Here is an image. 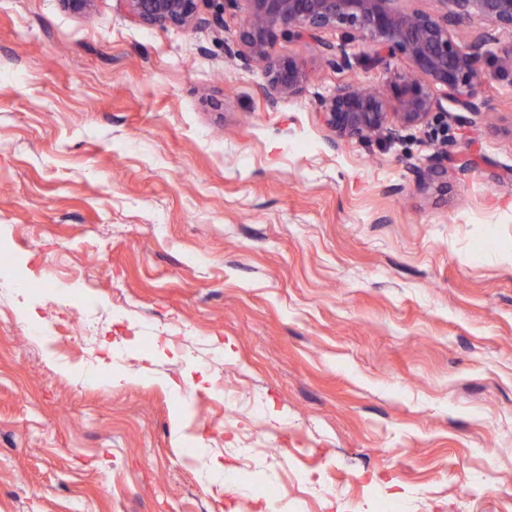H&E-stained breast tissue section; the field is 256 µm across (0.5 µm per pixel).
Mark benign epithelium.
<instances>
[{"label":"benign epithelium","mask_w":512,"mask_h":512,"mask_svg":"<svg viewBox=\"0 0 512 512\" xmlns=\"http://www.w3.org/2000/svg\"><path fill=\"white\" fill-rule=\"evenodd\" d=\"M126 16L142 27H185L200 22L201 0H116ZM248 16L238 32V55L262 67L261 92L270 106L302 92L307 73L294 57L276 54L280 38L317 40L329 29L356 34L384 63L399 56L407 71L390 73L385 90L370 93L338 83L320 102L323 120L341 139L381 134L401 137L402 131L428 126L445 90L461 110L478 114L473 92L477 64L484 47L502 29L512 30V0H438L441 10L429 13L401 6L403 0H245ZM462 22H477L483 32L469 43L455 32Z\"/></svg>","instance_id":"obj_1"}]
</instances>
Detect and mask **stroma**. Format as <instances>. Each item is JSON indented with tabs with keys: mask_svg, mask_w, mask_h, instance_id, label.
Masks as SVG:
<instances>
[{
	"mask_svg": "<svg viewBox=\"0 0 512 512\" xmlns=\"http://www.w3.org/2000/svg\"><path fill=\"white\" fill-rule=\"evenodd\" d=\"M215 8L0 0V512H267L297 464L282 512H512V31L480 114L340 142L320 99L408 59L281 38L310 80L272 108ZM202 0H116L126 16L142 27H185L202 20Z\"/></svg>",
	"mask_w": 512,
	"mask_h": 512,
	"instance_id": "35a3bbf8",
	"label": "stroma"
}]
</instances>
